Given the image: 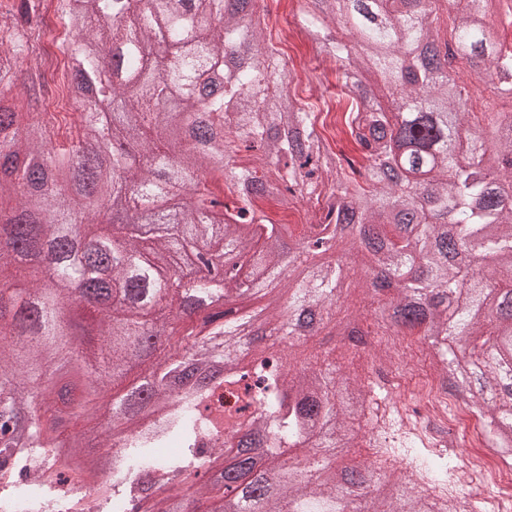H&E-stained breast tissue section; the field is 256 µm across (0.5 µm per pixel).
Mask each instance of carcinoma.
I'll list each match as a JSON object with an SVG mask.
<instances>
[{
  "label": "carcinoma",
  "instance_id": "cac0c4a2",
  "mask_svg": "<svg viewBox=\"0 0 512 512\" xmlns=\"http://www.w3.org/2000/svg\"><path fill=\"white\" fill-rule=\"evenodd\" d=\"M60 0L75 31L70 46L75 91L88 92L63 139L41 112L44 85H25L26 111L0 105V337L31 340L0 348V415L27 401L34 384L75 360L84 381L44 389L48 425L26 429L25 446L0 447V512H81L41 473L53 460L92 473L78 443L61 440L60 414L100 409L129 364H144L142 383L111 398L120 459L112 468V512L151 503L152 512H435L421 494L377 473L336 461L364 416V389L332 364L291 368L288 356L255 333L285 330L288 346L303 340L296 318L318 315L317 332L336 319V292L351 270L336 256L349 229L360 241L354 262L372 293L374 325L399 336L416 331L437 354L453 386L472 392L497 441L512 448V110L469 112L466 88L448 71V55L469 63L476 81L512 96V0H302L303 27L319 54L335 60L344 85L376 75L399 96L383 106L374 90L345 121L362 152L356 178L319 145L315 113L286 93L287 64L274 61L254 29V0H153L149 9L114 0ZM453 14L442 30L439 6ZM42 0H20V17L0 27V84L17 77L11 60L27 51L31 19ZM206 111L215 133L201 152L178 137ZM235 116L224 132L225 117ZM261 168L236 162L240 149ZM243 184L232 208L202 175ZM330 184L325 213L301 237L314 262L286 269L288 224L257 216L256 203L281 190ZM174 214L150 238L139 236L147 204ZM461 249L476 269L456 263ZM237 251L235 274L215 282L203 271L183 282L177 257ZM54 266L87 296L89 313L112 302L91 334L71 316L63 289L43 287ZM224 298L218 304L215 295ZM258 301L256 308L237 303ZM373 332H344L358 352ZM250 380L244 406L214 407L217 389ZM260 410L257 417L249 408ZM224 436L229 448H198L202 436ZM261 436L279 461L269 489L236 437ZM182 452L164 456L160 448ZM320 455L306 465L310 452ZM390 452L419 474L445 483L448 457L410 441ZM248 502L224 497V480Z\"/></svg>",
  "mask_w": 512,
  "mask_h": 512
}]
</instances>
